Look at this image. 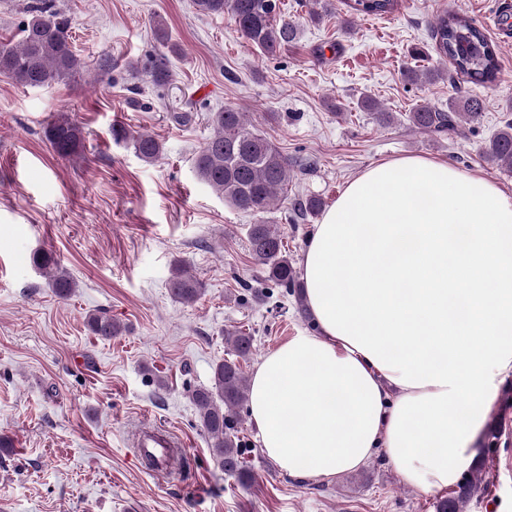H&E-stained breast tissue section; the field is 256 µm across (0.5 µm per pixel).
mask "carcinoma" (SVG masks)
Masks as SVG:
<instances>
[{
  "label": "carcinoma",
  "mask_w": 512,
  "mask_h": 512,
  "mask_svg": "<svg viewBox=\"0 0 512 512\" xmlns=\"http://www.w3.org/2000/svg\"><path fill=\"white\" fill-rule=\"evenodd\" d=\"M281 0H193L201 15H228L245 40L266 54H275L295 43L298 28L283 15ZM395 0H353L350 8L361 15L381 16L392 12ZM158 51L144 71L153 84L163 86L171 74L168 55L180 49L170 42L162 23L154 27ZM432 39L438 54L448 58L455 70L471 83L489 87L495 84L499 73L496 51L485 33L471 21L458 14H443L432 24ZM84 68L71 43L70 22L49 3L29 8L18 43L0 42V76L29 87H45L72 77ZM443 76L436 69L408 68L404 77L410 83H432ZM361 107L372 113L381 125L392 122V113L375 100L365 97ZM485 102L475 96L453 99L448 108L427 105L408 114L411 127L435 136H452L459 132L461 123L478 120ZM212 134L201 147L195 159L197 176L224 200L239 211L262 215L283 193L293 178V166L288 156L265 133L251 127L246 113L235 107H226L210 117ZM116 142L130 141L141 160L152 163L162 153V144L150 134L133 135L125 126L115 124L111 129ZM45 137L52 150L62 158L79 154L82 131L68 115L60 114L45 129ZM483 154L486 159L512 166V122H507L489 140ZM295 218L303 220L320 212L321 198L295 197L291 200ZM249 253L266 271V280L285 289L297 287L296 274L288 260L283 234L276 224L261 218L248 230ZM34 266L49 272L53 293L65 300L74 292L76 283L71 276L58 270V262L46 253L33 255ZM169 293L180 303L191 304L203 293L202 282L182 263L175 266L170 278ZM89 332L103 340L122 333L121 325L112 318L93 315L87 319ZM229 358L213 366L212 383L191 393L200 424L208 435L209 450L224 472L244 485L254 482V475L243 467L239 441L231 426L237 409L248 401L249 383L241 362L253 354L254 338L242 329L225 331ZM483 472L476 468L459 484L454 495L440 500L436 512H464L469 502L483 490Z\"/></svg>",
  "instance_id": "1"
}]
</instances>
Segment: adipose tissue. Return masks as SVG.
<instances>
[{"label":"adipose tissue","instance_id":"1","mask_svg":"<svg viewBox=\"0 0 512 512\" xmlns=\"http://www.w3.org/2000/svg\"><path fill=\"white\" fill-rule=\"evenodd\" d=\"M301 269L319 330L253 374L265 453L330 480L381 448L411 487L454 488L512 377V195L424 157L372 165L317 224Z\"/></svg>","mask_w":512,"mask_h":512}]
</instances>
